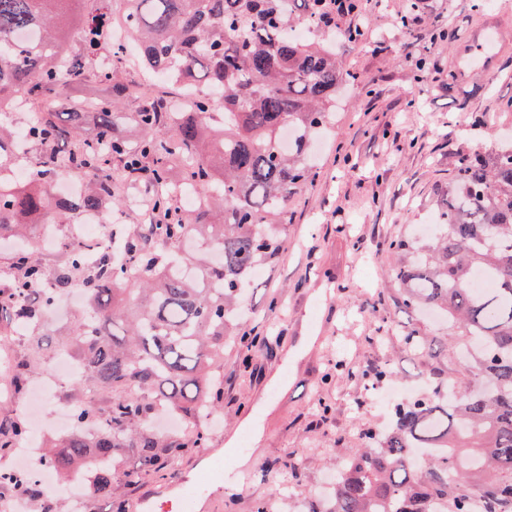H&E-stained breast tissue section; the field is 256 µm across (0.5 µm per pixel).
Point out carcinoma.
<instances>
[{"label":"carcinoma","mask_w":512,"mask_h":512,"mask_svg":"<svg viewBox=\"0 0 512 512\" xmlns=\"http://www.w3.org/2000/svg\"><path fill=\"white\" fill-rule=\"evenodd\" d=\"M74 2L0 0V97L17 93L41 115L25 186L12 184L4 169L19 144L0 123V238L21 234L23 224H74L98 210L114 200V167L149 186L162 213L176 197L204 191L194 212L122 238L124 262L102 252L92 263L85 249L68 246L52 287L43 288L44 265L25 250L0 289V322L31 333L36 351L34 331L55 299L82 285L91 309L76 343L81 380L92 390L74 407L75 420L96 422L94 389L104 388L112 390L109 424L92 439L78 432L45 449V463L66 472L93 454L112 461L92 485L94 495L110 499L115 480L132 484L183 450L152 430L156 405L187 418L220 413L224 337L245 331L251 276L279 249L278 221L307 179L306 153L336 105L341 71L323 42L295 37L300 26H321L323 0H126V29L146 69L193 93L202 79L207 95L173 112L118 73L99 72L97 92L81 99L109 0L103 12L80 16L82 52L71 56L63 24ZM130 100L137 110L122 111ZM89 117L91 137L59 154L60 143L82 137ZM128 119L142 133L136 145L121 136ZM166 127L173 135L161 134ZM131 154L142 167H127ZM63 169L82 177L81 192L66 201L52 192ZM198 235L221 244L222 261L181 251ZM390 248L400 256L393 275L406 288L405 306L444 312L478 342V370L493 391L460 379L452 403L434 396L397 404L389 429L364 434L366 446L338 470L326 504L310 512H431L433 499L444 512H474L466 479L512 472V150L487 163L460 158L432 241L411 252L394 239ZM478 276L493 287H474ZM1 485L42 502V512H57L70 490L61 486L46 498L30 477L2 469ZM479 495L482 512H504L512 476L489 478Z\"/></svg>","instance_id":"1"}]
</instances>
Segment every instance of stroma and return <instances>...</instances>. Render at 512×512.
<instances>
[{"label":"stroma","instance_id":"obj_1","mask_svg":"<svg viewBox=\"0 0 512 512\" xmlns=\"http://www.w3.org/2000/svg\"><path fill=\"white\" fill-rule=\"evenodd\" d=\"M416 21L401 24L406 0H362L357 18L366 39L340 40L343 80L336 111L315 138L309 160L317 173L288 206L282 247L251 284L248 321L268 349L243 367L237 342L224 348V403L219 416L177 434L176 463L132 485L113 483L125 512H144L152 496H177L178 479L208 464L194 448L207 438L234 465L247 467V488L213 497L207 512H254L268 500L275 512H307L311 496L327 499L337 466L360 434L380 431L393 402H373L380 385L401 398L429 395L436 381L470 374L452 321L414 316L392 275V239L427 241L455 164L512 144V0H418ZM444 39H436L438 30ZM113 32L100 37L92 71H120L132 84L145 73L137 53L112 56ZM121 206L105 205L113 227L140 231L149 212L143 188L115 183ZM83 316L47 322L30 380L72 350ZM418 330L419 353L400 341ZM383 371L393 379H380ZM303 455L308 464L291 497L278 494L274 472Z\"/></svg>","mask_w":512,"mask_h":512}]
</instances>
